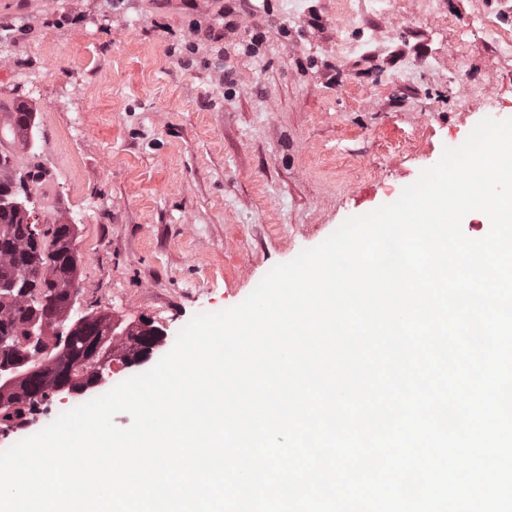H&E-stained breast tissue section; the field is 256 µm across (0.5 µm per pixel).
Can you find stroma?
Listing matches in <instances>:
<instances>
[{
  "label": "stroma",
  "mask_w": 512,
  "mask_h": 512,
  "mask_svg": "<svg viewBox=\"0 0 512 512\" xmlns=\"http://www.w3.org/2000/svg\"><path fill=\"white\" fill-rule=\"evenodd\" d=\"M0 0V107L41 164L29 207L77 226L76 305L162 330L395 202L487 114L512 118V0ZM352 21L337 22L342 11ZM258 39L254 53L242 42ZM18 115L16 116V127L13 121V115L15 112H8L6 118L1 120V136H3L10 143H15L16 133L20 131H26L31 127V121L29 120L30 112H27L22 107L16 109Z\"/></svg>",
  "instance_id": "stroma-1"
}]
</instances>
